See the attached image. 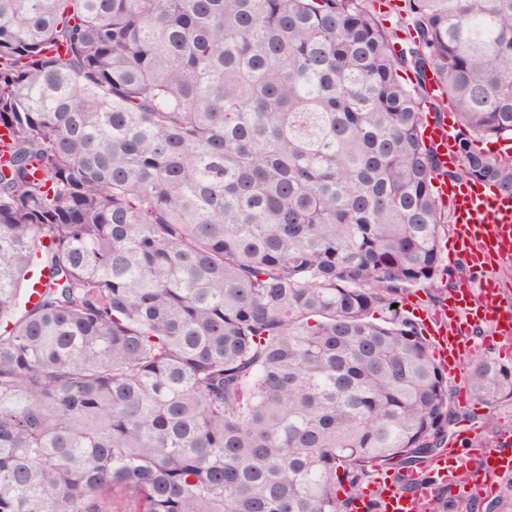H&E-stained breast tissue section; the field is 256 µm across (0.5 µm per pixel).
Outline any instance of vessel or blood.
Wrapping results in <instances>:
<instances>
[{
  "label": "vessel or blood",
  "mask_w": 512,
  "mask_h": 512,
  "mask_svg": "<svg viewBox=\"0 0 512 512\" xmlns=\"http://www.w3.org/2000/svg\"><path fill=\"white\" fill-rule=\"evenodd\" d=\"M424 137L436 148L441 168L454 165V120L429 121ZM434 190L451 207L454 253L465 259L466 268L448 304L427 313L423 325L434 341L437 360L454 375L471 352L465 338L471 323L491 325L492 345L499 355H512V301L503 298L494 271L496 265L512 261V198L488 193L485 186L472 182L438 179ZM477 454L475 490L492 486L495 478L512 472L511 454L496 448H481ZM467 468V460L449 449L432 461L429 479H416L411 490H404L391 474L380 471L366 487L364 498L380 501L382 512H419L422 502Z\"/></svg>",
  "instance_id": "vessel-or-blood-1"
}]
</instances>
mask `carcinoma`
<instances>
[{"label":"carcinoma","mask_w":512,"mask_h":512,"mask_svg":"<svg viewBox=\"0 0 512 512\" xmlns=\"http://www.w3.org/2000/svg\"><path fill=\"white\" fill-rule=\"evenodd\" d=\"M0 129V512H354L444 447L402 303L447 274L434 179L512 197L475 146L512 138V0H0ZM465 384L512 405V362ZM455 127L457 133L458 126L451 112L445 114L439 121H429L425 126L424 138L436 148L440 166L444 170L455 164Z\"/></svg>","instance_id":"carcinoma-1"}]
</instances>
